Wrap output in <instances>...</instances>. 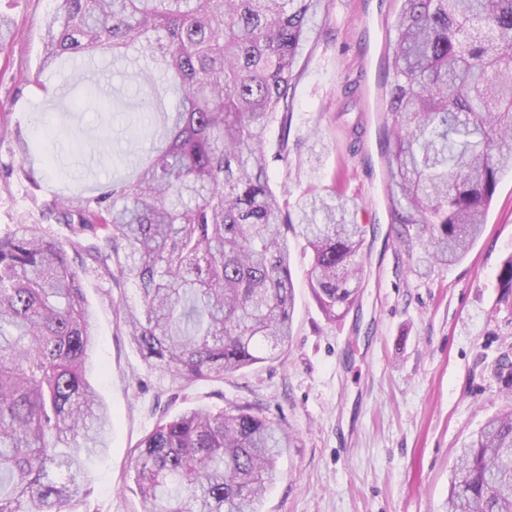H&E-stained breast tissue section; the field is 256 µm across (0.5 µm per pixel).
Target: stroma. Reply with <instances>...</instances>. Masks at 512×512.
Wrapping results in <instances>:
<instances>
[{"label": "stroma", "instance_id": "stroma-1", "mask_svg": "<svg viewBox=\"0 0 512 512\" xmlns=\"http://www.w3.org/2000/svg\"><path fill=\"white\" fill-rule=\"evenodd\" d=\"M402 0H327L297 61L285 132L288 159L271 169L274 190L316 184L356 197L359 223L375 226L362 256L357 304L328 322L308 287L309 258L290 238L296 291L293 336L277 359L183 390L144 366L117 323L111 285L87 276L96 347L90 376L113 415L105 452L88 464L91 492L76 512H141L132 457L162 417L192 405L258 407L298 440L279 459L280 479L262 512H447L456 449L512 399L497 370L512 354V297L497 283L512 254V173L500 178L484 233L461 262H422L391 223L376 98L381 62ZM60 0H0L13 27L0 46V162L15 131L35 139L28 168L41 191L0 181V235L58 194L94 191L134 177L138 141L161 134L141 121L149 61L100 50L90 63L41 71L42 21ZM44 89H37L34 78ZM100 84L111 107L75 105V79ZM363 128L354 151L349 129Z\"/></svg>", "mask_w": 512, "mask_h": 512}]
</instances>
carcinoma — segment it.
<instances>
[{
  "mask_svg": "<svg viewBox=\"0 0 512 512\" xmlns=\"http://www.w3.org/2000/svg\"><path fill=\"white\" fill-rule=\"evenodd\" d=\"M321 0H62L45 18L40 71L104 47L135 51L166 143L137 175L96 194L55 198L0 237V512H64L90 494L86 461L104 452L112 413L87 377L95 339L82 271L138 304L112 303L149 367L172 385L222 382L291 339L288 234L305 242L325 318L362 286L367 226L353 197L310 186L296 217L271 185L268 133L287 129L299 51ZM385 61L379 127L392 223L428 259L452 265L480 237L512 171V0H403ZM31 143L14 137L29 177ZM63 224L61 241L45 224ZM512 295V255L498 272ZM296 437L249 405L195 406L137 444L141 512H261ZM448 512H512V407L489 418L453 463Z\"/></svg>",
  "mask_w": 512,
  "mask_h": 512,
  "instance_id": "carcinoma-1",
  "label": "carcinoma"
}]
</instances>
